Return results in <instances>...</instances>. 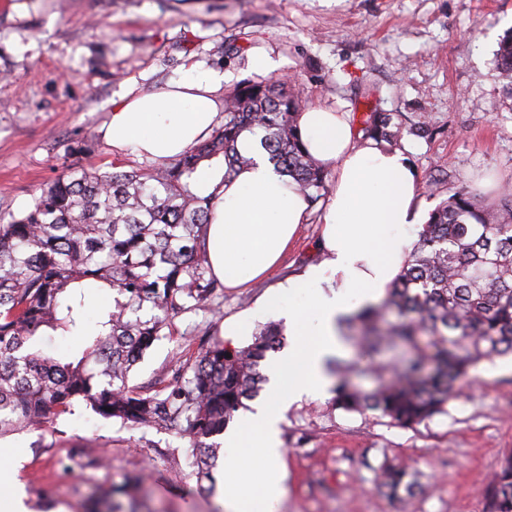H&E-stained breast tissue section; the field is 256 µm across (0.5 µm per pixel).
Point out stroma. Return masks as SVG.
<instances>
[{
  "mask_svg": "<svg viewBox=\"0 0 512 512\" xmlns=\"http://www.w3.org/2000/svg\"><path fill=\"white\" fill-rule=\"evenodd\" d=\"M512 29V0H8L0 8V214L31 205L41 187L76 166L150 169L152 159L114 158L103 138L113 100L213 70L224 90L260 81L254 54L275 63L303 107H329L362 130L370 112L401 123L393 147L416 169L422 214L469 186L493 202L512 183V88L495 60ZM322 207L297 246L266 280L224 290L217 311L179 314L133 372L142 386L173 373L200 337L246 321L235 345L306 313L310 291L276 285L319 261ZM447 413L413 429L375 414H348L330 390L308 392L284 413L275 468L286 495L274 512H485L488 477L512 455V358L481 363ZM184 442L131 431L88 411L0 440V495L20 490L28 512H88L142 475V491L120 495L136 512H218L192 474ZM104 466H81L74 449ZM406 459L422 491L406 502L374 486L384 461Z\"/></svg>",
  "mask_w": 512,
  "mask_h": 512,
  "instance_id": "obj_1",
  "label": "stroma"
}]
</instances>
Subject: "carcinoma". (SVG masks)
I'll use <instances>...</instances> for the list:
<instances>
[{
  "mask_svg": "<svg viewBox=\"0 0 512 512\" xmlns=\"http://www.w3.org/2000/svg\"><path fill=\"white\" fill-rule=\"evenodd\" d=\"M512 87V34L497 52ZM298 99L282 83L237 86L224 103V124L168 163L140 170L80 169L57 177L19 215H0V437L36 429L84 407L129 429L175 433L188 441L196 478L212 479L222 448L215 437L267 383L262 366L279 351L276 325L245 346L201 342L172 378L129 385L144 355L171 335L173 318L207 307L221 287L208 276L204 235L212 196L194 188L205 162L223 164L222 182L252 157V138L295 190L315 204L328 189L324 168L303 148ZM365 136L379 144L402 134L386 112H371ZM100 283L112 308L91 324L83 288ZM361 355L401 352L382 365L337 359L333 404L372 412L414 428L447 412L460 382L485 361L512 355V187L498 204L462 186L433 209L394 282L376 302L341 319ZM82 343L69 361L46 354L43 338ZM372 381L369 388L360 384ZM377 488L400 502L421 488L417 472L384 462ZM486 512H512V455L485 487Z\"/></svg>",
  "mask_w": 512,
  "mask_h": 512,
  "instance_id": "cac0c4a2",
  "label": "carcinoma"
}]
</instances>
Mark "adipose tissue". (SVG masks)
<instances>
[{"label":"adipose tissue","instance_id":"ef3b65f1","mask_svg":"<svg viewBox=\"0 0 512 512\" xmlns=\"http://www.w3.org/2000/svg\"><path fill=\"white\" fill-rule=\"evenodd\" d=\"M223 74L212 72L172 82L159 92L123 95L112 106L104 138L114 156L175 158L211 133L222 110ZM307 151L334 170V188L323 217V258L289 279L285 291L312 287L313 321L288 312L295 342L272 370V395L281 404L325 384V362L339 344L338 320L353 302L377 300L397 276L408 239L392 226L419 223L416 177L406 157L373 140L356 141L343 113L313 106L299 116ZM253 165L230 183L218 184L209 170L198 175L199 192H217L204 249L211 274L225 287L262 279L281 261L308 223L311 205L289 188L267 157L243 141ZM278 413L258 409L246 416L226 444L252 449L268 461L279 458Z\"/></svg>","mask_w":512,"mask_h":512}]
</instances>
